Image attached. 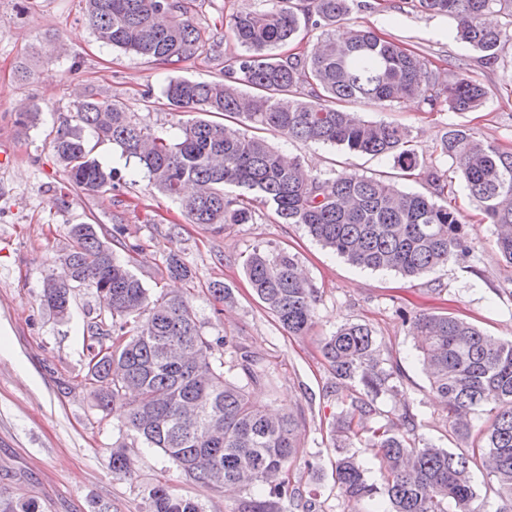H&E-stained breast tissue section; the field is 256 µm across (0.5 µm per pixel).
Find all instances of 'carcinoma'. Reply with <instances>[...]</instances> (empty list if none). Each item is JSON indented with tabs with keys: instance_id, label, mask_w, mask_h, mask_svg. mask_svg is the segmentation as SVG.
I'll use <instances>...</instances> for the list:
<instances>
[{
	"instance_id": "1",
	"label": "carcinoma",
	"mask_w": 512,
	"mask_h": 512,
	"mask_svg": "<svg viewBox=\"0 0 512 512\" xmlns=\"http://www.w3.org/2000/svg\"><path fill=\"white\" fill-rule=\"evenodd\" d=\"M263 10L234 15L229 31L241 52L227 59L228 78L209 83L173 78L164 86L170 109L197 113L157 134L141 125L125 104L90 93L76 105L75 123L60 125L50 143L69 181L89 192L117 187L116 171L94 155L85 135L120 148L133 174L144 173L162 195L180 203L189 224L215 233L226 224L254 220V203L271 208L281 224H301L323 247L370 270L417 277L450 261L469 257L473 246L465 218L448 201L404 192L380 178L342 171L324 177L306 173L295 158L250 127L290 139L338 146L349 153L390 156L401 171L421 167L399 125L362 120L341 104L371 102L391 106L415 97L433 110L481 108L493 90L471 78L442 85L427 74L426 59L367 27L336 28L353 0H269ZM422 11L454 20L450 36L473 47L483 60L497 58L512 39V0H417ZM193 0H85L96 39L107 48L176 67L202 46ZM507 18L492 26L486 17ZM330 32L306 54L277 50L309 28ZM218 114L224 124L206 119ZM456 164L460 180L497 229L496 246L512 265V151L478 140L454 126L439 144ZM232 184L252 197L231 198ZM70 247L58 257L66 275L50 277L41 305L56 317L69 315L72 292L90 288L99 312L87 325L92 344L87 377L95 406L128 430L161 449L188 478L217 489H260L232 512H282L294 499L284 475L298 453L295 416L272 413L255 401L249 385L260 380L255 361L240 355L246 383L226 375L214 356L232 348L227 338L206 336L189 298L153 294L104 242L96 224H73ZM168 276L192 279L182 258H166ZM243 272L258 299L290 335L302 336L315 319L316 295L295 255L254 249ZM423 370L433 394L448 411L452 436L466 450L438 448L417 433L415 414L402 413L372 429L379 449L381 482L368 480L358 458L346 452L360 438L354 423L377 413V400L397 390L401 369L384 367L371 328L345 323L322 349L336 375L341 398L336 415L335 480L343 496L385 499L388 512H483L472 469L479 464L493 477L512 512V341L493 343L475 324L446 314L411 321ZM487 414L478 426L475 412ZM112 474L126 475L122 449L111 454ZM150 512H202L199 503L157 483L149 492Z\"/></svg>"
}]
</instances>
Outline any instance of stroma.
Here are the masks:
<instances>
[{
  "instance_id": "1",
  "label": "stroma",
  "mask_w": 512,
  "mask_h": 512,
  "mask_svg": "<svg viewBox=\"0 0 512 512\" xmlns=\"http://www.w3.org/2000/svg\"><path fill=\"white\" fill-rule=\"evenodd\" d=\"M354 2L348 26H367L406 43L428 60L440 81L467 76L494 90L476 112L432 111L404 101L355 107L362 119L407 127L422 165L440 170L452 188L449 205L466 217L465 232L474 248L469 262L406 278L349 264L302 226L279 223L264 206L252 223L228 224L215 233L187 223L179 204L146 179L104 195L68 183L49 148V134L72 118L79 92L119 99L142 124L169 131L177 117L161 95L164 80L221 78L225 58L238 51L223 38L227 21L241 10L265 8V0H196L195 22L206 35L223 38L222 54L201 49L176 69L100 47L82 15L81 0H0V145L12 155L9 166H0L1 499L16 505L37 501L39 512H99L105 503L111 512H148V492L162 481L175 494L200 503L203 512H232L238 500L252 494L248 488L228 494L186 478L160 449L147 447L117 419L94 408L85 332L99 307L97 297L91 289H74L71 313L62 321L40 304L47 278L59 270L56 259L70 244L68 229L80 223L100 225L107 235L113 225H124L122 240L111 247L146 288L189 296L206 335L227 337L252 356L264 373L250 385L252 396L270 410L292 412L297 420L300 448L288 484L314 500V512H387L389 507L380 498L371 503L345 498L334 479L337 452L330 428L339 405L321 342L344 323L370 327L387 366L402 371L401 387L379 399L367 427L409 408L426 442L456 447L448 415L419 362L411 322L422 314L450 313L496 341L512 340V266L497 252L494 225L469 197L452 161L437 151L452 124L512 150V41L502 45L494 64L486 65L450 37L448 17L422 13L413 0ZM22 65L31 71L25 81L17 73ZM22 102L39 107L35 127L24 134L16 125ZM267 138L314 174H381L403 191H431L424 177L401 178L388 158L350 155L273 132ZM257 247L297 254L317 295L315 323L307 334L288 335L254 295L242 264ZM172 251L191 268L192 280L167 276L165 259ZM217 281L235 298L221 312L209 294ZM118 446L131 462L130 475L112 474L110 456Z\"/></svg>"
}]
</instances>
